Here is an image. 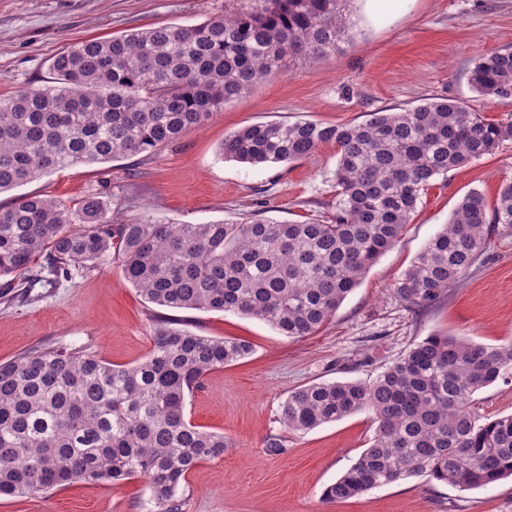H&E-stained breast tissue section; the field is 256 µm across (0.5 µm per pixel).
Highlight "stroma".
Masks as SVG:
<instances>
[{"label":"stroma","mask_w":512,"mask_h":512,"mask_svg":"<svg viewBox=\"0 0 512 512\" xmlns=\"http://www.w3.org/2000/svg\"><path fill=\"white\" fill-rule=\"evenodd\" d=\"M250 0H0V99L50 79V60L71 43L158 24L198 25L249 7ZM354 27L328 59H295L225 105L204 126L149 155L77 163L20 186L68 204L104 192L124 224L306 222L334 211L337 147L290 164L221 160L225 135L248 124L313 119L341 125L372 111L428 98L464 101L489 120L512 117V100L480 96L469 82L476 58L512 49V0H354ZM512 180V140L436 177L423 191L401 241L381 256L316 333L291 339L268 323L231 312L173 310L128 283L116 252L72 277L0 298V362L47 345L83 348L116 365L143 360L159 321L202 336L245 340L252 352L211 371L186 400V416L232 443L182 483V512H512V480L460 490L412 477L342 502L323 501L368 448L376 423L364 409L307 431L284 427L289 391L315 382L369 381L434 333L485 345L512 341V235L492 247L437 305L406 311L393 284L446 224L470 190L495 200ZM15 192V193H18ZM15 193H0V208ZM284 450H266L270 438ZM0 512H154L149 486L74 483L35 495L1 496Z\"/></svg>","instance_id":"stroma-1"}]
</instances>
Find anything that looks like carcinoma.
Listing matches in <instances>:
<instances>
[{"label":"carcinoma","instance_id":"carcinoma-1","mask_svg":"<svg viewBox=\"0 0 512 512\" xmlns=\"http://www.w3.org/2000/svg\"><path fill=\"white\" fill-rule=\"evenodd\" d=\"M351 0H254L194 26L162 24L77 41L55 54L51 80L0 99V192L75 163H104L178 141L224 105L276 75L289 58H326L351 28ZM472 88L512 100V50L475 60ZM512 139V119L490 121L464 102L432 98L357 124L257 123L225 136L220 159L291 163L336 143L329 221L117 224L107 196L71 208L18 195L0 209V296L72 276L115 250L148 302L234 312L284 336L317 332L368 270L401 239L437 176ZM512 233V181L496 201L473 189L396 281L408 310L441 302L485 253ZM48 255V265L33 269ZM251 345L162 322L132 366L77 348L44 347L0 363V496L77 482L145 478L156 512H181L178 489L201 462L230 448L192 424L186 397ZM512 373V343L452 335L414 344L370 382H320L288 393L282 424L310 430L369 409L371 444L322 497L343 501L415 476L461 490L512 477V414L481 418L474 395Z\"/></svg>","mask_w":512,"mask_h":512}]
</instances>
